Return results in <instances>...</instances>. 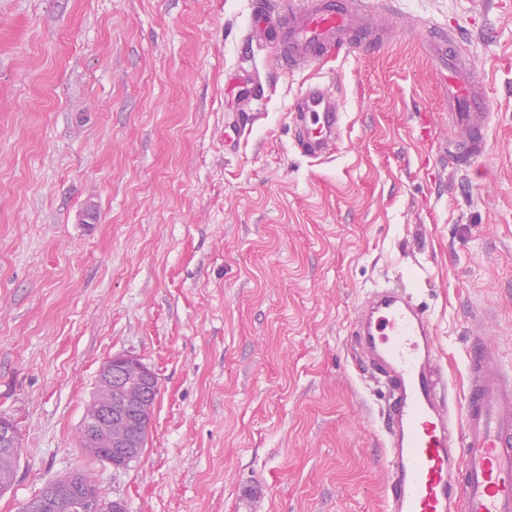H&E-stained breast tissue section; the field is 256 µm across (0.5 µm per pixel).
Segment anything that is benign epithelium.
Listing matches in <instances>:
<instances>
[{
  "instance_id": "7a95c632",
  "label": "benign epithelium",
  "mask_w": 512,
  "mask_h": 512,
  "mask_svg": "<svg viewBox=\"0 0 512 512\" xmlns=\"http://www.w3.org/2000/svg\"><path fill=\"white\" fill-rule=\"evenodd\" d=\"M97 382L112 387L117 400L97 407L82 422L78 437L80 448L116 469L123 468L142 453V439L151 427L157 399L158 378L139 359L114 355L101 365ZM0 447L11 452L18 448L15 424L2 415ZM46 493L65 504L76 501L81 512H96L101 507L105 512H126L120 500H108L100 505L94 484L76 474L50 481Z\"/></svg>"
}]
</instances>
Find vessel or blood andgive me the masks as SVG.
<instances>
[{
  "instance_id": "1",
  "label": "vessel or blood",
  "mask_w": 512,
  "mask_h": 512,
  "mask_svg": "<svg viewBox=\"0 0 512 512\" xmlns=\"http://www.w3.org/2000/svg\"><path fill=\"white\" fill-rule=\"evenodd\" d=\"M372 0H291L287 11L257 6L250 29L280 47L287 71L325 62L344 47L375 52L382 40L360 43ZM456 34L431 30L426 47L443 73L439 95L460 134L449 141L453 163L486 153L491 112L483 75L456 55ZM294 147L319 159L344 131L330 85L308 83L289 106ZM353 351L383 384L386 512H512V365L499 347L476 336L466 351L462 403L448 374L423 302L392 288L367 292L351 327Z\"/></svg>"
}]
</instances>
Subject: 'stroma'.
Segmentation results:
<instances>
[{
    "mask_svg": "<svg viewBox=\"0 0 512 512\" xmlns=\"http://www.w3.org/2000/svg\"><path fill=\"white\" fill-rule=\"evenodd\" d=\"M253 0H0V415L20 443L0 512L84 468L127 512H385L382 395L349 328L374 287L424 301L455 401L486 315L512 362V0H383L377 54L276 68ZM458 29L492 104L458 167L425 53ZM266 97L245 132L229 73ZM334 82V154L289 106ZM158 377L115 469L77 432L101 364Z\"/></svg>",
    "mask_w": 512,
    "mask_h": 512,
    "instance_id": "35a3bbf8",
    "label": "stroma"
}]
</instances>
